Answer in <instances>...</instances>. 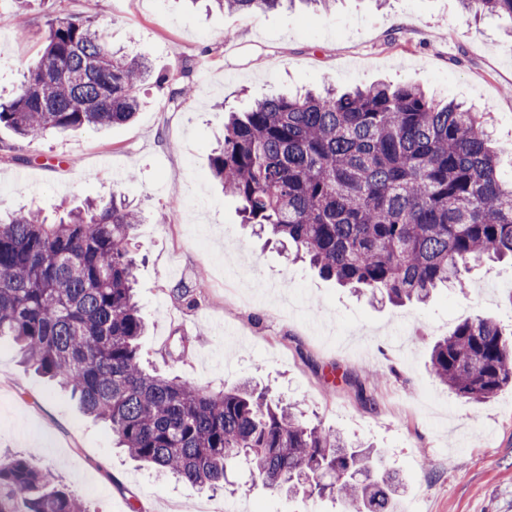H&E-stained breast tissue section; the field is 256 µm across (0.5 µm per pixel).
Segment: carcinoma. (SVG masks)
<instances>
[{"mask_svg":"<svg viewBox=\"0 0 512 512\" xmlns=\"http://www.w3.org/2000/svg\"><path fill=\"white\" fill-rule=\"evenodd\" d=\"M255 16L284 0H213ZM512 19V0H462ZM44 48L0 126L31 142L47 132L131 121L139 87L161 88L142 57L113 51L91 16L51 19ZM486 118L414 85L308 91L256 101L224 122L210 169L242 223L276 237L343 287L397 305L465 283L484 260L512 261V175L497 167ZM138 210L117 194L47 222L0 219V336L23 362L106 424L130 457L192 487L218 489L244 458L269 488L330 496L343 512H395L404 482L373 448L303 419L249 381L219 392L146 369L129 241ZM433 375L485 402L512 385V342L468 317L431 351ZM89 512L50 472L0 456V512Z\"/></svg>","mask_w":512,"mask_h":512,"instance_id":"cac0c4a2","label":"carcinoma"}]
</instances>
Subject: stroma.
Instances as JSON below:
<instances>
[{
  "label": "stroma",
  "mask_w": 512,
  "mask_h": 512,
  "mask_svg": "<svg viewBox=\"0 0 512 512\" xmlns=\"http://www.w3.org/2000/svg\"><path fill=\"white\" fill-rule=\"evenodd\" d=\"M16 5L0 0V29L13 34L0 44L2 97L39 57L47 20L88 11L114 49L194 87L177 100L144 87L136 118L105 130L31 143L0 127V215L32 208L52 218L115 193L138 206L131 248L145 365L212 391L250 380L299 402L307 419L379 450L406 481V512H512V389L468 402L429 368L433 344L467 317L512 331V266L473 267L463 294L444 288L423 304H381L254 235L209 171L226 111L326 84H416L474 105L495 138L512 143V19L474 17L460 0H334L251 18L204 0H28L22 15ZM200 274L194 304L174 294ZM179 336L188 346L174 361L167 351ZM1 454L50 470L91 512H200L205 499L211 512L342 510L328 497L270 491L243 462L231 466L226 492L140 466L5 338Z\"/></svg>",
  "instance_id": "35a3bbf8"
}]
</instances>
